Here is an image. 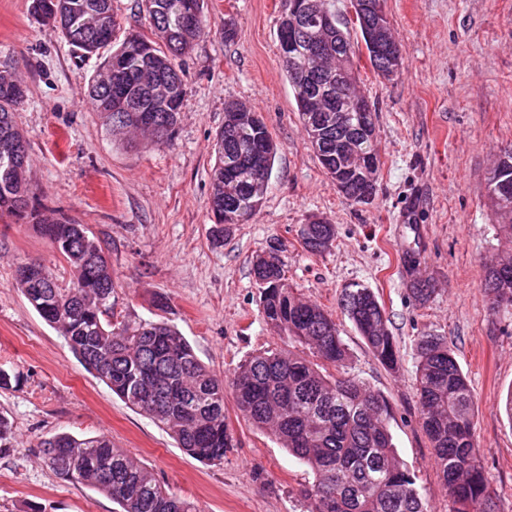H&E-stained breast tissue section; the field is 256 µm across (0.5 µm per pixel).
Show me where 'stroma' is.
Listing matches in <instances>:
<instances>
[{
	"instance_id": "stroma-1",
	"label": "stroma",
	"mask_w": 512,
	"mask_h": 512,
	"mask_svg": "<svg viewBox=\"0 0 512 512\" xmlns=\"http://www.w3.org/2000/svg\"><path fill=\"white\" fill-rule=\"evenodd\" d=\"M30 0H0V69L29 90L15 110L28 144L27 181L36 222L0 213V412L14 448L0 457V512H114L111 498L59 479L37 445L57 432L104 434L151 467L202 512H304L305 464L253 427L224 397L235 446L206 466L171 435L128 408L74 357L16 288L18 263L37 261L58 282L75 273L41 225H84L112 267L115 320L174 325L199 360L229 379L252 354L282 347L261 313L256 255L277 249L288 283L336 322L349 376L392 408L400 458L414 471L431 512L455 505L433 462L413 388L418 336L446 337L473 394L476 452L494 512H512V309L492 311L487 262L507 242L486 192L493 154L512 144V0H385L404 64L377 75L361 60L359 85L377 109L380 170L372 198L352 205L321 166L299 121L277 47L281 0H205L206 32L174 63L185 98L172 142L112 135L88 96L103 55L70 46L34 19ZM232 23L233 41L224 25ZM253 103L278 146L269 188L253 219L212 240L213 138L224 104ZM322 219L336 234L322 252L299 241ZM431 290L426 303L409 291ZM370 288L400 352L390 370L366 347L339 299Z\"/></svg>"
}]
</instances>
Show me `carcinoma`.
Instances as JSON below:
<instances>
[{"mask_svg": "<svg viewBox=\"0 0 512 512\" xmlns=\"http://www.w3.org/2000/svg\"><path fill=\"white\" fill-rule=\"evenodd\" d=\"M282 0L277 39L293 37L291 56L282 59L305 132L316 114L317 157L333 180L348 184L343 197L366 202V179L346 171L344 153L367 168L380 167L376 107L356 93L359 43L334 23L322 30L306 13L293 18ZM384 0H353L355 22L373 71L385 75L389 51L373 35L374 5ZM151 36L132 34L105 57L103 76L88 95L112 133L141 130L156 143L174 138L186 94L181 71L171 57L182 55L205 33L203 0H143ZM31 14L70 46L97 54L112 46L118 27L112 0H31ZM175 86L156 103L145 94L148 80ZM124 94L134 112L115 110ZM26 89L0 71V213L18 221L35 216L25 176L27 142L14 120ZM277 147L262 118L242 105L224 104V126L214 137L210 208L217 236L224 224H247L256 214L272 174ZM499 228L512 244V194L491 198ZM41 229L73 268L69 287L49 268L25 262L15 283L32 308L66 340L84 367L127 407L167 430L185 454L205 465H219L233 437L224 415V390L257 428L267 431L289 454L305 463L314 481L301 490L306 512H431L414 473L399 458L390 430L391 408L384 396L347 375V350L336 323L319 305L299 299L288 286L283 262L257 256L253 275L261 279L264 319L299 350L263 351L249 356L229 383L218 379L196 357L192 346L164 321H113L112 268L100 244L81 224L66 220ZM305 248L319 253L335 227L323 221L303 225ZM484 285L491 309L512 307V249L492 260ZM341 306L372 355L394 368L398 350L385 313L371 289L345 288ZM415 391L422 429L435 464L457 505L456 512H492L486 478L474 441V403L465 375L444 336L425 334L416 342ZM334 369L335 373L328 372ZM13 448L9 418L0 414V455ZM40 453L61 479L112 498L118 512H200L197 503L161 485L152 470L112 445L105 435L79 438L57 433L39 443Z\"/></svg>", "mask_w": 512, "mask_h": 512, "instance_id": "obj_1", "label": "carcinoma"}]
</instances>
